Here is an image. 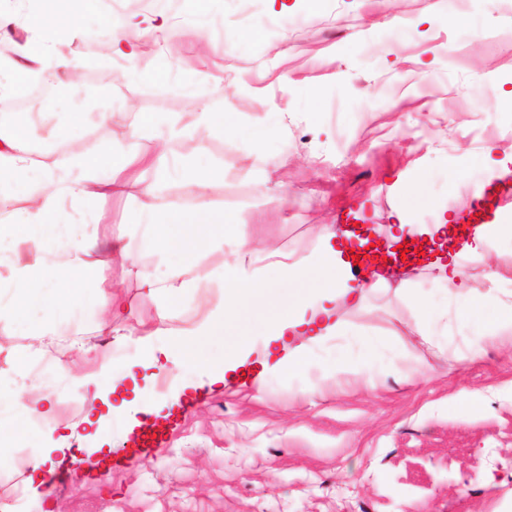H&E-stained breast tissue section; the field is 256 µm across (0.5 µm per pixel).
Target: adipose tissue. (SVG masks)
I'll return each mask as SVG.
<instances>
[{
  "label": "adipose tissue",
  "mask_w": 512,
  "mask_h": 512,
  "mask_svg": "<svg viewBox=\"0 0 512 512\" xmlns=\"http://www.w3.org/2000/svg\"><path fill=\"white\" fill-rule=\"evenodd\" d=\"M14 51V57H0V95H18L32 79L53 82L60 73L72 77L77 74L76 67L50 40L18 43ZM36 126L31 112H13L0 120V270L8 272L7 277H0V288L17 291L16 301L0 299V315L41 310L46 316H55L60 305L50 300L49 289L75 286L98 289L95 307L119 315L116 298L100 292L112 266L91 258L97 238L84 232V206L128 189L139 191L146 206L159 216L158 223L150 227L149 244L161 250H179L186 257L185 263L143 281L160 301V325L155 333L165 342L157 346L144 339L140 345L151 362L167 373L180 370L190 360L194 347L215 337L224 340L225 358L235 359L249 340L243 315L257 304L264 308L271 328L267 352H286L289 371L299 370L304 359L293 348L294 339L304 336L318 341L332 335L341 325V304L362 307L372 283L387 281L379 272L371 278L354 277L346 259L347 244L323 226L317 234L319 247L311 258L294 267L281 264L287 291L248 271L235 258L225 263L220 276L224 297L218 312L189 328L167 331L164 323L169 307L183 290L194 285L189 276L190 258L201 240L208 239V226L223 221L222 214L204 202L189 211L165 204L157 184L145 180L148 169L166 163L171 142L187 136V127L172 117L138 114L130 133V157L116 168L111 151L84 154V133L77 126H56L48 131L53 143L64 145L65 156L47 153L32 158L26 142ZM18 197L25 201L20 209L14 205ZM451 222L446 216L439 223L420 227L402 220L389 225L388 235L397 241L418 231L426 234L434 255L431 266L436 286L461 293L469 289L467 260L484 259L502 227L490 224L465 240L451 241L447 238ZM485 278L489 283L487 292L473 297L458 316L487 337L511 336L512 290L504 289L506 277L498 266H488Z\"/></svg>",
  "instance_id": "adipose-tissue-1"
}]
</instances>
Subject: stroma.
<instances>
[{
    "label": "stroma",
    "instance_id": "1",
    "mask_svg": "<svg viewBox=\"0 0 512 512\" xmlns=\"http://www.w3.org/2000/svg\"><path fill=\"white\" fill-rule=\"evenodd\" d=\"M287 3L284 11L275 0H218L205 10L195 0H123L122 14L168 29L140 36L132 77L88 42L112 30L107 0H52L46 14L70 31L62 49L86 74L89 99L73 108L26 91L21 109L48 126L111 113L88 153L108 149L120 163L130 143L118 130L143 112L189 119L198 96L224 114L223 135L201 132L175 148L220 170L208 191L168 165L171 206L205 201L225 221L210 230L223 250L201 243L196 285L171 307L168 328L220 303L215 276L234 242L246 241L254 257L272 247L296 261L314 251L320 225L352 223L359 210L370 224L395 223L400 212L434 224L441 212L470 208L488 175L487 146L512 154V0ZM142 208L128 191L86 206L97 258L137 257L112 266L124 322L92 307L83 288L59 296L53 320L0 316V427L13 422L21 366L42 365L52 409L50 421L0 447V501H20V512H512V344L445 322L449 302L424 267L390 275L363 309L345 310L339 335L299 341L307 364L298 373L209 386L187 366L175 385H196L195 396L176 401L164 385L157 417L87 391L77 377L95 371L98 353L116 352L127 329L156 326L144 276L184 260L145 245ZM502 222L487 261L468 266L476 292L487 288V264L512 270V195ZM412 295L447 335L419 337ZM413 366L424 377L405 379ZM148 425L159 447L141 443ZM63 440L83 459L100 447L112 457L83 475L50 457V494L32 492L29 461Z\"/></svg>",
    "mask_w": 512,
    "mask_h": 512
}]
</instances>
